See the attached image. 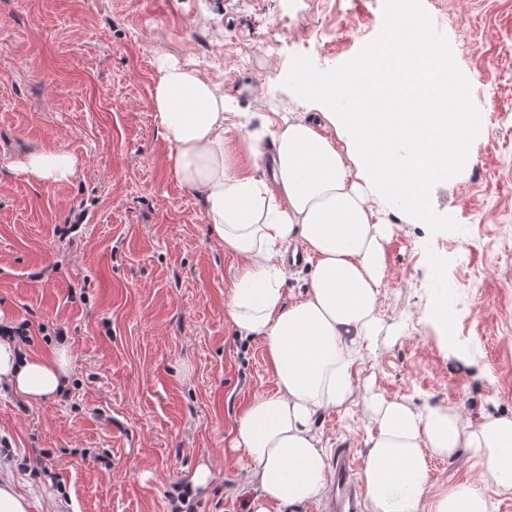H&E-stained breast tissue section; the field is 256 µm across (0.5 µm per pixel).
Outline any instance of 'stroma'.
Instances as JSON below:
<instances>
[{
    "label": "stroma",
    "instance_id": "1",
    "mask_svg": "<svg viewBox=\"0 0 512 512\" xmlns=\"http://www.w3.org/2000/svg\"><path fill=\"white\" fill-rule=\"evenodd\" d=\"M415 3L450 65L472 73L477 127L452 179L431 185L429 222L389 210L386 331L353 376L471 429L512 416V0ZM388 27L385 0H0V322L28 323L27 352L70 354L67 396L0 389V476L29 512H170L185 485L197 512H251L234 427L273 374L263 339L227 315L237 259L171 165L156 62L223 93L230 137L270 135L297 112L343 148L327 115L346 105L318 102L293 74L333 81ZM33 150L72 154L75 176L27 180L18 165ZM441 294L444 325L428 316ZM318 425L364 458L363 400ZM429 468L430 491L473 481L489 512H512V490L469 448Z\"/></svg>",
    "mask_w": 512,
    "mask_h": 512
}]
</instances>
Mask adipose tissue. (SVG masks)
Here are the masks:
<instances>
[{
    "instance_id": "1",
    "label": "adipose tissue",
    "mask_w": 512,
    "mask_h": 512,
    "mask_svg": "<svg viewBox=\"0 0 512 512\" xmlns=\"http://www.w3.org/2000/svg\"><path fill=\"white\" fill-rule=\"evenodd\" d=\"M361 69L344 71L337 91L371 100L390 85L400 94L385 111L348 113L349 147L340 149L309 120L297 116L274 133L272 175L241 172L225 136L224 97L192 69L163 59L152 99L169 160L180 181L204 206L206 221L239 260L228 314L240 334L262 337L275 390L252 401L237 420L235 445L247 460L255 489L253 512H282L318 500L326 490L330 454L315 427L319 412L348 406L357 386V346L379 335V287L386 274L389 227L380 203L400 201L420 219L430 215L422 169L454 158L456 117L448 110L447 50L435 44L427 19L404 38L397 58L374 52ZM408 147L407 159L393 151ZM362 169L353 179L347 155ZM27 179L63 181L77 162L63 151L30 153L20 165ZM313 263L305 295L286 302L282 252L292 240ZM0 337V381L30 401L56 395L69 371L66 348L52 359L17 357ZM375 431L365 442L362 472L367 512H488L480 488L458 482L428 494L429 456L468 447L496 486L512 489V418L466 429L450 408L415 409L379 394L367 401Z\"/></svg>"
}]
</instances>
